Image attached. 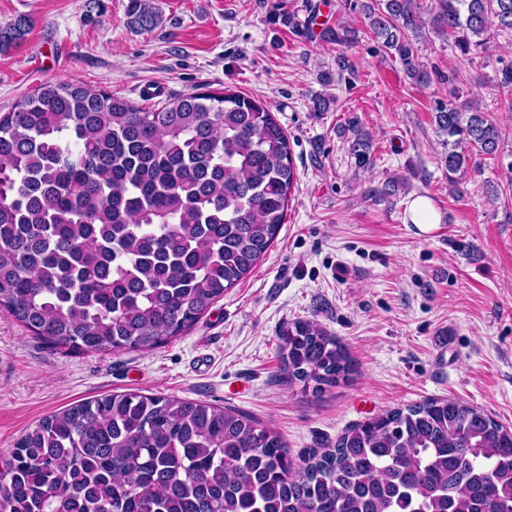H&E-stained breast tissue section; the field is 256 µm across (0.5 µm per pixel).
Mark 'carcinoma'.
Wrapping results in <instances>:
<instances>
[{
  "instance_id": "carcinoma-1",
  "label": "carcinoma",
  "mask_w": 512,
  "mask_h": 512,
  "mask_svg": "<svg viewBox=\"0 0 512 512\" xmlns=\"http://www.w3.org/2000/svg\"><path fill=\"white\" fill-rule=\"evenodd\" d=\"M380 49L416 84L432 32L461 56L512 32V0H363ZM127 24L160 23L127 0ZM29 20L0 29L23 40ZM336 72L356 32L322 24ZM512 111V61L496 70ZM433 112L448 183L473 156H501V130L467 101ZM357 164L371 144L354 131ZM297 180L288 135L265 105L204 91L152 110L80 81L44 83L0 112V310L64 354L152 350L201 319L256 266L285 223ZM283 378L319 394L347 379L342 344L316 321L280 335ZM0 512H512V431L453 399H426L348 428L300 466L252 417L202 401L103 395L46 416L0 468Z\"/></svg>"
}]
</instances>
